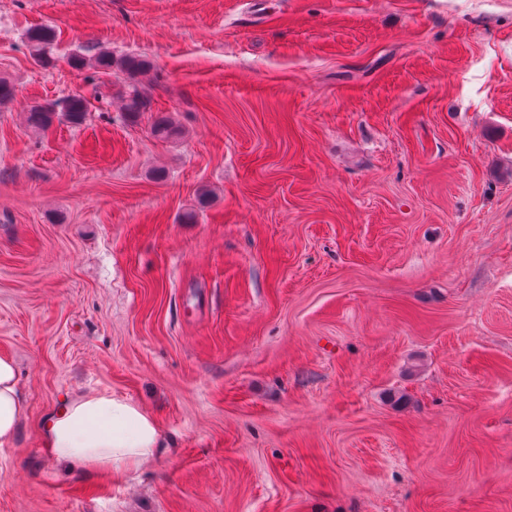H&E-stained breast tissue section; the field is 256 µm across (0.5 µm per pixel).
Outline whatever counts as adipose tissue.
<instances>
[{
    "instance_id": "obj_1",
    "label": "adipose tissue",
    "mask_w": 512,
    "mask_h": 512,
    "mask_svg": "<svg viewBox=\"0 0 512 512\" xmlns=\"http://www.w3.org/2000/svg\"><path fill=\"white\" fill-rule=\"evenodd\" d=\"M27 407L12 358L0 355V445L13 440ZM158 438L155 422L139 406L95 392L64 401L44 426L42 446L66 471L112 469L147 462Z\"/></svg>"
}]
</instances>
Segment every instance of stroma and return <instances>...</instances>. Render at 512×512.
Instances as JSON below:
<instances>
[{
	"label": "stroma",
	"instance_id": "1",
	"mask_svg": "<svg viewBox=\"0 0 512 512\" xmlns=\"http://www.w3.org/2000/svg\"><path fill=\"white\" fill-rule=\"evenodd\" d=\"M0 77V512H512V0H0ZM96 391L160 446L60 472ZM55 41V29L48 26L31 29L26 34L30 56L34 62L42 66L52 64ZM70 64L78 70L88 68L105 74L119 71L130 76L152 67L151 63L145 59L136 57L114 58L112 52L103 47L97 48V51L92 55L85 54L82 51L76 52L71 56ZM121 101V112H124L132 123L137 122L142 112H146L148 107L147 97L137 89L125 93ZM88 112V101L81 96H72L60 102L31 106L26 112V121L30 127L37 131H47L61 117H64L72 125H82ZM27 407L14 361L7 355H0V445L13 440Z\"/></svg>",
	"mask_w": 512,
	"mask_h": 512
}]
</instances>
